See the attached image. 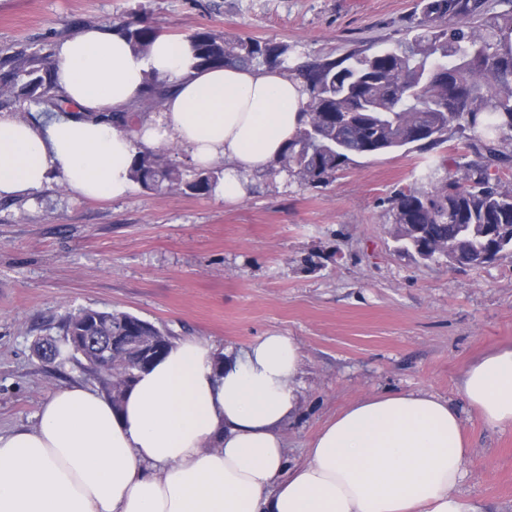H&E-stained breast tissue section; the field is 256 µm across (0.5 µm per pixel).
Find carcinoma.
I'll list each match as a JSON object with an SVG mask.
<instances>
[{
	"mask_svg": "<svg viewBox=\"0 0 512 512\" xmlns=\"http://www.w3.org/2000/svg\"><path fill=\"white\" fill-rule=\"evenodd\" d=\"M491 12L484 0H421L413 35L366 54L350 51L304 63L297 45L277 39L216 35L188 36L200 67L234 65L277 68L303 80L305 121L267 176H285L308 187L329 183L356 157L416 148L432 151L458 132L466 146L486 152V163L460 155L456 174L442 164L426 166L433 190H399L391 199V236L399 251L422 261L475 268L487 255L512 252V182L500 168L512 160V0ZM138 52L150 49L160 32L135 14L112 24ZM53 52L22 48L0 56V105L24 98L46 116L69 112L55 89ZM166 88L153 81L139 101L142 112L159 111ZM172 149L139 150L131 168L146 189L208 195L223 177L218 169L186 171L173 163ZM124 336H159L168 351L173 335L127 312L80 309L62 321V336L36 342L35 353L80 364L98 380L115 406L140 372L122 355Z\"/></svg>",
	"mask_w": 512,
	"mask_h": 512,
	"instance_id": "carcinoma-1",
	"label": "carcinoma"
}]
</instances>
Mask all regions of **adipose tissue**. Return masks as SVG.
<instances>
[{"label":"adipose tissue","instance_id":"1","mask_svg":"<svg viewBox=\"0 0 512 512\" xmlns=\"http://www.w3.org/2000/svg\"><path fill=\"white\" fill-rule=\"evenodd\" d=\"M68 116L0 114V198L59 178L94 199L127 196L138 148L177 143L194 167L226 163L214 193L246 196L301 128L307 95L276 70L200 68L191 43L159 36L135 53L95 25L52 56ZM166 83L159 112L124 131L147 78ZM302 356L283 334L216 351L187 337L140 373L120 407L79 383L56 389L31 430L0 432V512H477L463 421L423 390L363 396L329 420L305 462L290 464L284 426L297 410ZM492 427L512 425V348L487 353L460 380Z\"/></svg>","mask_w":512,"mask_h":512}]
</instances>
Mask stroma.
<instances>
[{
	"instance_id": "stroma-1",
	"label": "stroma",
	"mask_w": 512,
	"mask_h": 512,
	"mask_svg": "<svg viewBox=\"0 0 512 512\" xmlns=\"http://www.w3.org/2000/svg\"><path fill=\"white\" fill-rule=\"evenodd\" d=\"M419 0H0V54L60 43L134 13L161 34L206 29L297 44L303 58L378 50L406 37ZM465 151L458 135L424 153L355 159L317 188L250 179L248 195L153 192L91 200L58 180L0 198V431L30 429L60 386L94 379L76 362L40 360L81 308L128 312L216 348L294 337L300 407L284 427L290 462L360 397L399 389L448 398L468 441L459 485L480 512H512V426L491 427L459 393L467 367L512 346V255L455 269L398 253L391 196L427 189L430 161Z\"/></svg>"
}]
</instances>
